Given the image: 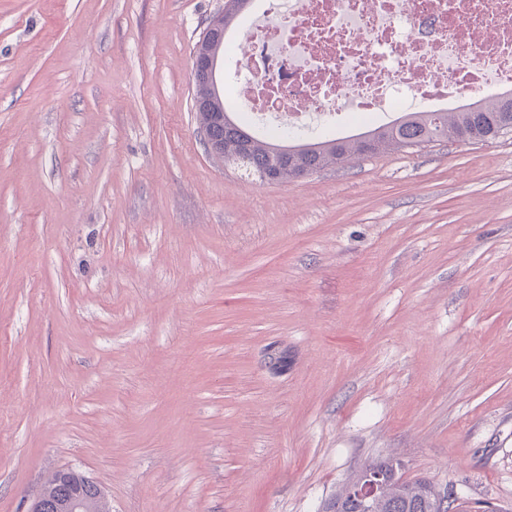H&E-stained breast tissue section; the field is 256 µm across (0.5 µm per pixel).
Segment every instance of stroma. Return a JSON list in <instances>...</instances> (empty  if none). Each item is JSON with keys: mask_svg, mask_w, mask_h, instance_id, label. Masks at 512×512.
<instances>
[{"mask_svg": "<svg viewBox=\"0 0 512 512\" xmlns=\"http://www.w3.org/2000/svg\"><path fill=\"white\" fill-rule=\"evenodd\" d=\"M225 0H0V512H324L396 456L512 512V131L247 186L192 60ZM54 474V482L42 484L26 512H112L102 489L89 478L69 468ZM54 474L48 483L53 481ZM89 485L97 487L95 497L85 493Z\"/></svg>", "mask_w": 512, "mask_h": 512, "instance_id": "stroma-1", "label": "stroma"}]
</instances>
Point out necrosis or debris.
I'll list each match as a JSON object with an SVG mask.
<instances>
[{
	"label": "necrosis or debris",
	"instance_id": "1",
	"mask_svg": "<svg viewBox=\"0 0 512 512\" xmlns=\"http://www.w3.org/2000/svg\"><path fill=\"white\" fill-rule=\"evenodd\" d=\"M230 40L235 109L265 132L512 93V0H257Z\"/></svg>",
	"mask_w": 512,
	"mask_h": 512
}]
</instances>
